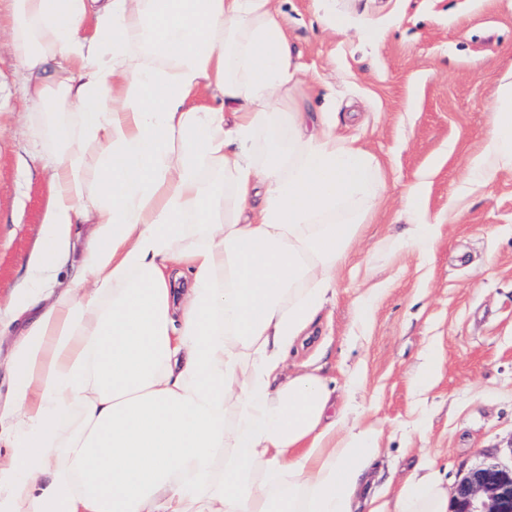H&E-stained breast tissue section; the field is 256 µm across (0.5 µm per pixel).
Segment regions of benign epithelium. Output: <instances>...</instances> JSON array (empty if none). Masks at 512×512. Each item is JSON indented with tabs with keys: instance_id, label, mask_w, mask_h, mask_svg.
<instances>
[{
	"instance_id": "7a95c632",
	"label": "benign epithelium",
	"mask_w": 512,
	"mask_h": 512,
	"mask_svg": "<svg viewBox=\"0 0 512 512\" xmlns=\"http://www.w3.org/2000/svg\"><path fill=\"white\" fill-rule=\"evenodd\" d=\"M451 512H512V465L490 461L456 485Z\"/></svg>"
}]
</instances>
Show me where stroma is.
Returning <instances> with one entry per match:
<instances>
[{
  "label": "stroma",
  "instance_id": "35a3bbf8",
  "mask_svg": "<svg viewBox=\"0 0 512 512\" xmlns=\"http://www.w3.org/2000/svg\"><path fill=\"white\" fill-rule=\"evenodd\" d=\"M299 81L290 101L336 115L337 135L376 159L382 205L336 274V296L289 362L336 389L356 379L381 433L374 491L397 493L427 453L455 487L488 459L512 462V172L474 189L465 163L487 139L496 90L512 75V0H277ZM344 17L331 30L327 14ZM20 71L0 45V392L20 330L11 300L42 245L50 196ZM422 182L433 249L404 244L401 195ZM372 311L360 320L357 302ZM442 369L420 390L428 349Z\"/></svg>",
  "mask_w": 512,
  "mask_h": 512
}]
</instances>
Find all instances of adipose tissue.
Instances as JSON below:
<instances>
[{
    "label": "adipose tissue",
    "mask_w": 512,
    "mask_h": 512,
    "mask_svg": "<svg viewBox=\"0 0 512 512\" xmlns=\"http://www.w3.org/2000/svg\"><path fill=\"white\" fill-rule=\"evenodd\" d=\"M0 31L31 111L72 116L47 131L43 243L12 301L0 512H448L426 457L373 493L376 427L287 364L380 192L330 113L283 109L274 0H12ZM467 169L512 171L510 80ZM77 224L78 271L47 291Z\"/></svg>",
    "instance_id": "obj_1"
}]
</instances>
